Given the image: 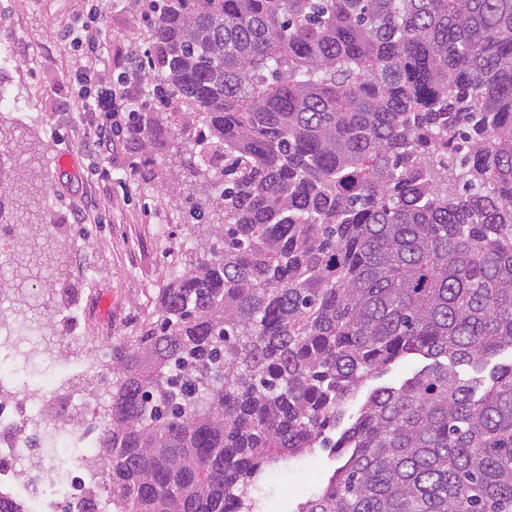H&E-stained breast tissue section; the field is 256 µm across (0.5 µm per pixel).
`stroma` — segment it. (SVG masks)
<instances>
[{
  "mask_svg": "<svg viewBox=\"0 0 512 512\" xmlns=\"http://www.w3.org/2000/svg\"><path fill=\"white\" fill-rule=\"evenodd\" d=\"M90 5V0H0V48L10 49L7 59H0V129L24 135L44 155L43 206L55 223V239L63 243L60 278L70 288L65 297L41 295L40 310L51 313L55 330L75 335L69 343H50L34 362L12 355L10 347L0 348L12 355L14 369L0 386L20 398L41 377L76 390L91 368L103 367L102 339L125 334L152 310L164 256L182 240L179 213L161 200L156 180L131 173L127 154L102 160L84 146L92 115L74 91L72 74L81 53L69 33L80 26ZM101 8V53L114 79L133 69L149 38L128 0H103ZM62 152L72 156L71 169L60 168ZM104 168L117 181L108 194L98 177ZM89 198L95 207L76 222L78 202ZM424 364L418 357L388 365L348 401V419L356 418L368 390L399 386ZM343 462L333 449L315 448L265 470L251 491L257 512H295Z\"/></svg>",
  "mask_w": 512,
  "mask_h": 512,
  "instance_id": "1",
  "label": "stroma"
}]
</instances>
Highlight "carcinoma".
Wrapping results in <instances>:
<instances>
[{
  "instance_id": "1",
  "label": "carcinoma",
  "mask_w": 512,
  "mask_h": 512,
  "mask_svg": "<svg viewBox=\"0 0 512 512\" xmlns=\"http://www.w3.org/2000/svg\"><path fill=\"white\" fill-rule=\"evenodd\" d=\"M131 3L168 111L115 133L184 240L106 341L83 512H253L314 448L347 460L298 512H512V0ZM426 364H428V360L418 357L399 359L388 365L384 372L379 376L369 379L361 391L347 402V415L344 425L330 430L328 435L332 439H337L339 437L342 428L356 418L360 407L372 389L381 386L398 387L405 379L411 377L413 373L420 370Z\"/></svg>"
}]
</instances>
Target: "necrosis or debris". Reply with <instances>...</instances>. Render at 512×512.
Listing matches in <instances>:
<instances>
[{
	"instance_id": "4bbe7bcc",
	"label": "necrosis or debris",
	"mask_w": 512,
	"mask_h": 512,
	"mask_svg": "<svg viewBox=\"0 0 512 512\" xmlns=\"http://www.w3.org/2000/svg\"><path fill=\"white\" fill-rule=\"evenodd\" d=\"M98 404L92 390L63 393L50 381L33 405L0 396V491L25 512H81L86 461L104 423ZM75 407L82 423L53 428L55 414Z\"/></svg>"
}]
</instances>
